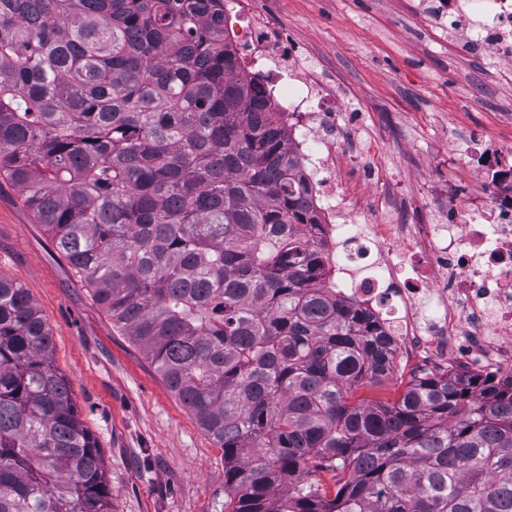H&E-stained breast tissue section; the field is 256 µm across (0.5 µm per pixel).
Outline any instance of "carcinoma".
<instances>
[{
    "label": "carcinoma",
    "instance_id": "obj_1",
    "mask_svg": "<svg viewBox=\"0 0 512 512\" xmlns=\"http://www.w3.org/2000/svg\"><path fill=\"white\" fill-rule=\"evenodd\" d=\"M221 0H0V176L224 451L225 512H512V377L382 389ZM52 337L0 276V512H108Z\"/></svg>",
    "mask_w": 512,
    "mask_h": 512
}]
</instances>
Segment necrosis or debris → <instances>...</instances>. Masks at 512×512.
<instances>
[{"label": "necrosis or debris", "mask_w": 512, "mask_h": 512, "mask_svg": "<svg viewBox=\"0 0 512 512\" xmlns=\"http://www.w3.org/2000/svg\"><path fill=\"white\" fill-rule=\"evenodd\" d=\"M447 21L457 52L496 60L495 81L512 85V0H427ZM224 36L241 61L266 70L267 94L284 112L316 219L308 234L328 254L325 287L351 298L387 331L395 357L428 355L440 370L449 357L470 373L512 372V147L480 130L452 141L448 164L472 170L475 185L449 183L428 224L360 222L365 203L390 195L378 171L362 173L363 197L349 195L336 167L345 131L360 110L323 82L306 46L271 28L249 0H224Z\"/></svg>", "instance_id": "1"}]
</instances>
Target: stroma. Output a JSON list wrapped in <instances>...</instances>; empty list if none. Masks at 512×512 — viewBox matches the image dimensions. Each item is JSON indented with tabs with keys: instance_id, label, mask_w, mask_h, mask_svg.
I'll return each mask as SVG.
<instances>
[{
	"instance_id": "obj_1",
	"label": "stroma",
	"mask_w": 512,
	"mask_h": 512,
	"mask_svg": "<svg viewBox=\"0 0 512 512\" xmlns=\"http://www.w3.org/2000/svg\"><path fill=\"white\" fill-rule=\"evenodd\" d=\"M256 7L349 89L365 123L346 132L347 147L374 146L369 166L399 187V209L413 223H426L432 206L423 184L471 179L470 170L449 168V137L479 127L489 139L512 141L501 121L512 110V87L490 81L491 60L459 56L420 17L419 0H257ZM0 275L27 288L50 329L55 365L104 456L111 512H224L222 450L141 348L113 329L2 177Z\"/></svg>"
}]
</instances>
